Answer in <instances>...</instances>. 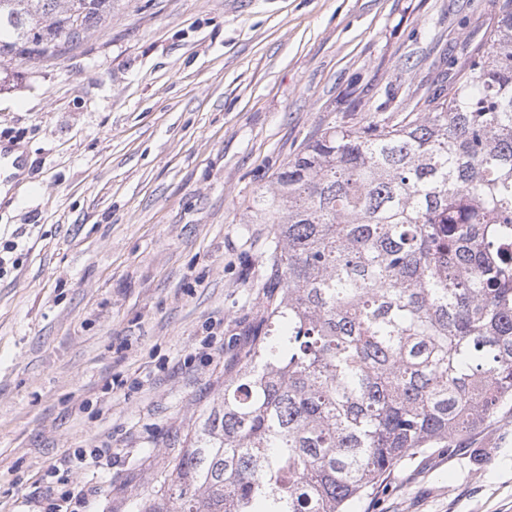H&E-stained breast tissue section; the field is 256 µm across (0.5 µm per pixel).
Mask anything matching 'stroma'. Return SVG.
Here are the masks:
<instances>
[{
	"mask_svg": "<svg viewBox=\"0 0 512 512\" xmlns=\"http://www.w3.org/2000/svg\"><path fill=\"white\" fill-rule=\"evenodd\" d=\"M497 8L114 0L65 57L0 70V140L26 162L0 198V512H132L262 314L252 195L327 123L402 110ZM100 444L111 464L72 463ZM352 512H512V411Z\"/></svg>",
	"mask_w": 512,
	"mask_h": 512,
	"instance_id": "stroma-1",
	"label": "stroma"
}]
</instances>
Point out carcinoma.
<instances>
[{"label": "carcinoma", "mask_w": 512, "mask_h": 512, "mask_svg": "<svg viewBox=\"0 0 512 512\" xmlns=\"http://www.w3.org/2000/svg\"><path fill=\"white\" fill-rule=\"evenodd\" d=\"M112 0H0V67ZM263 314L135 512H349L512 403V0L413 109L309 138L247 207Z\"/></svg>", "instance_id": "obj_1"}]
</instances>
